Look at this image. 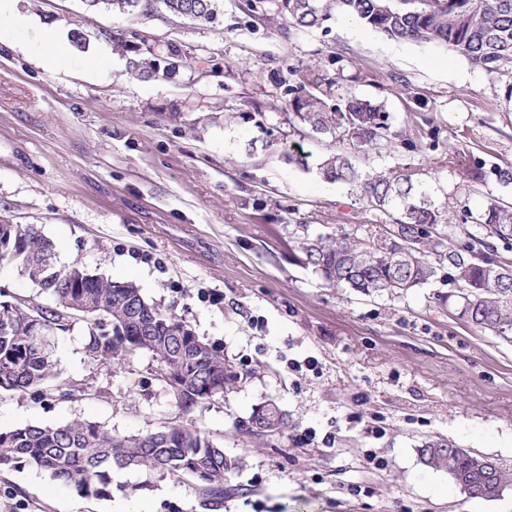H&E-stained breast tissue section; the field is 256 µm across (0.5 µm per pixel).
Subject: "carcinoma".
<instances>
[{
    "label": "carcinoma",
    "instance_id": "cac0c4a2",
    "mask_svg": "<svg viewBox=\"0 0 512 512\" xmlns=\"http://www.w3.org/2000/svg\"><path fill=\"white\" fill-rule=\"evenodd\" d=\"M121 14L157 7L196 21L211 22L217 0H85ZM279 12L298 28H320L340 14L385 36L449 47L489 75L512 76V0H279ZM294 85L288 106L309 133L329 136L336 150L317 164L328 183L357 188L370 218L353 234L312 238L307 225L297 235L300 262L333 288L366 296L400 297L448 269L454 286L457 316L476 329L512 344V266L499 250L512 251V204L493 200L476 216L464 214L467 227L455 224L451 205L438 204L407 172H363L358 158L395 148L389 114L382 106L356 96L331 105L310 87L319 77L290 68ZM448 168L472 182H484L483 165L460 144L448 142ZM468 242L454 245L459 231ZM53 243L29 224H11L0 233V265L16 267L23 277L49 295L51 303L9 296L0 289V312L10 308L8 323L0 322V389L45 393L76 399L87 395L80 380L61 381L52 339L86 324L84 349L98 363L123 364L148 352L161 369L167 389L188 412L224 396L246 375L224 359L207 341L181 351L180 337L192 328L171 311L142 296L132 282L94 275L84 287L73 284L87 275L77 264L59 268ZM83 300L91 311L75 309ZM265 430H279L286 415L273 402L252 414ZM421 463L448 474L470 499L481 500L493 484L498 493L512 485V471L484 455L445 438L429 439L419 448ZM36 468L72 486L82 496L102 497L112 491L113 468H145L160 474L195 479L199 506H223L232 493L228 474L243 466L200 430L181 423L141 435L112 433L106 426L73 420L63 425H28L0 432V471L20 465Z\"/></svg>",
    "mask_w": 512,
    "mask_h": 512
}]
</instances>
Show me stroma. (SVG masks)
<instances>
[{
    "instance_id": "obj_1",
    "label": "stroma",
    "mask_w": 512,
    "mask_h": 512,
    "mask_svg": "<svg viewBox=\"0 0 512 512\" xmlns=\"http://www.w3.org/2000/svg\"><path fill=\"white\" fill-rule=\"evenodd\" d=\"M19 7L27 28L0 23V218L52 240L57 267L135 283L250 377L185 414L150 354L90 362L81 322L57 337L55 357L88 396L1 390L0 431L80 419L146 435L191 424L246 461L219 512H512L511 488L468 499L418 454L443 436L512 470V344L457 317L447 279L373 298L328 287L299 263L296 225L350 234L366 214L349 186L317 175L326 145L302 135L287 67L336 78L328 102L352 93L383 104L410 145L370 153L364 170L412 167L436 202L475 213L512 199L492 174L512 166L506 80L342 16L295 28L273 0H221L209 23L84 0ZM47 29L63 43L44 40ZM62 52L70 67L58 71L49 60ZM148 53L158 73H134ZM452 141L487 170L478 188L445 164ZM293 150L309 153L308 167L289 163ZM268 400L286 428L238 430ZM193 484L132 468L110 496L84 497L26 465L0 472V512H203Z\"/></svg>"
}]
</instances>
